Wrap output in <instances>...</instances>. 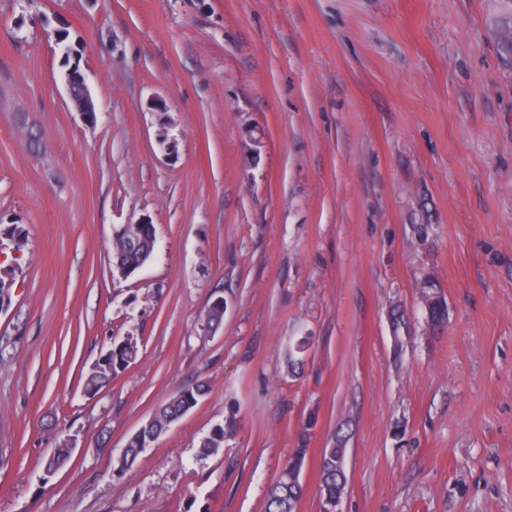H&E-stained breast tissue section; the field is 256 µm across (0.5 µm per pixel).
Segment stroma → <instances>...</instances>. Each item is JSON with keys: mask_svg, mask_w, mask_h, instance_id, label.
I'll use <instances>...</instances> for the list:
<instances>
[{"mask_svg": "<svg viewBox=\"0 0 512 512\" xmlns=\"http://www.w3.org/2000/svg\"><path fill=\"white\" fill-rule=\"evenodd\" d=\"M510 14L512 0H0V226L24 238L0 241V512H264L295 448L296 512H320L336 445L338 512H512V59L491 31ZM73 67L95 123L69 100ZM144 218L155 251L118 278L113 230ZM427 276L448 303L436 330ZM116 336L138 356L89 395ZM201 380L197 406L115 471ZM231 401L236 435L200 457ZM204 382L182 389L166 404L158 409L150 423L146 424L136 433L132 434L125 445L123 455L118 461L117 470L123 471L131 467L144 448H148L171 423L178 420L194 408L198 399L206 394ZM346 451V448H336V446L322 451L319 494L324 508H331L333 504H336V509L344 494L347 484L346 473L337 468V466L344 468V459L340 460L337 465L336 463L340 457L345 456Z\"/></svg>", "mask_w": 512, "mask_h": 512, "instance_id": "1", "label": "stroma"}]
</instances>
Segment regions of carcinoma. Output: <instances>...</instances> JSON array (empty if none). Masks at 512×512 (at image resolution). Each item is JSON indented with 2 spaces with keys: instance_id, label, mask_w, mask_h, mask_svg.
Wrapping results in <instances>:
<instances>
[{
  "instance_id": "obj_1",
  "label": "carcinoma",
  "mask_w": 512,
  "mask_h": 512,
  "mask_svg": "<svg viewBox=\"0 0 512 512\" xmlns=\"http://www.w3.org/2000/svg\"><path fill=\"white\" fill-rule=\"evenodd\" d=\"M154 239V227L151 224H129L121 233L112 234L113 267H139ZM308 337L297 340L287 356L288 369L292 372L301 368L303 358L299 354L306 351ZM137 347L134 338L127 336L120 341L112 340L109 348L90 369L85 379V391L97 393L112 382V379L124 371L136 358ZM206 394V385L201 382L185 388L158 409L150 423L132 434L125 445L123 455L118 461L117 470L132 466L143 449L149 447L171 423L178 420L194 408L198 399ZM236 415L235 406H229L225 424L215 426L199 444L198 454L207 457L224 448V441L232 435ZM346 454L344 448H325L321 457L320 499L325 508L332 507L336 499L343 496L347 477L345 471L337 468V460ZM305 449L296 448L282 468L279 477L271 487L266 501V512H295L296 504L303 494V485L292 479V471L301 468Z\"/></svg>"
}]
</instances>
